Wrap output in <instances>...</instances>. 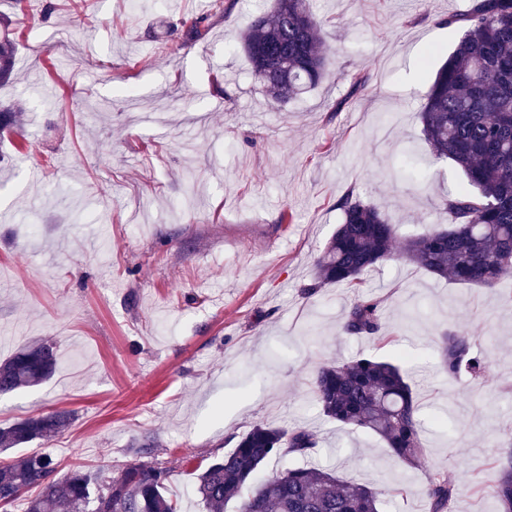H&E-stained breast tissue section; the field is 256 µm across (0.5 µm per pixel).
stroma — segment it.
I'll return each mask as SVG.
<instances>
[{"label":"stroma","mask_w":512,"mask_h":512,"mask_svg":"<svg viewBox=\"0 0 512 512\" xmlns=\"http://www.w3.org/2000/svg\"><path fill=\"white\" fill-rule=\"evenodd\" d=\"M0 0L16 37L0 104H22L21 135L0 143V359L50 339L55 373L0 395V428L52 410L71 425L26 452L60 470L162 462L180 512H209L196 467L255 423L303 424L307 456L265 467L332 465L381 488V512H426L433 471L458 487L448 512H496L491 474L512 454V300L395 260L368 277L381 299L380 344L346 336L342 286L306 294L354 193L399 238L445 223L441 197L465 184L435 159L418 113L446 25L468 0H309L335 51L334 75L285 104L269 101L239 37L273 0H224L202 41L176 47L170 21L210 0ZM366 83L352 91L355 75ZM431 172L399 170L404 154ZM471 334L491 371L471 387L440 369L439 339ZM358 353L420 374L425 456L404 468L379 437L325 420L317 368Z\"/></svg>","instance_id":"1"}]
</instances>
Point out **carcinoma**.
<instances>
[{"mask_svg": "<svg viewBox=\"0 0 512 512\" xmlns=\"http://www.w3.org/2000/svg\"><path fill=\"white\" fill-rule=\"evenodd\" d=\"M224 13L213 0L207 13L168 25L182 32V44L205 39L212 19ZM465 32L436 73L419 112L422 133L436 158L452 160L466 184L442 197L448 225L433 228L396 246L395 226L376 207L347 193L338 203L342 222L317 260L313 295L328 285L352 290L365 276L395 258L460 284L499 288L512 294V0H470L463 14L448 18ZM241 47L255 77L274 103L317 86L332 76L334 52L320 37V24L308 0H274L252 18ZM14 39L0 35V82L14 71ZM18 105L0 107V136L22 124ZM383 326L382 301L370 294L347 306L341 330L350 337L373 338ZM441 365L448 378L482 382L488 362L465 332L444 334ZM57 350L50 342L28 346L0 362V394L49 378ZM320 415L355 432L381 438L396 460L409 467L423 457L419 403L408 370L370 355L320 365L313 379ZM72 421L57 411L28 417L0 429V451L48 441ZM317 446L307 426L280 428L254 424L235 448L213 459L197 475L195 494L211 512L230 501L237 512H380L382 492L356 481H342L323 467L288 468L261 476L276 456H305ZM170 469L159 462L131 463L115 476L81 466L58 476L51 456L33 453L0 466V508L12 506L30 487L43 494L29 498L24 512H178L167 495ZM498 512H512V465L493 476ZM456 485L437 472L425 496L429 512H448Z\"/></svg>", "mask_w": 512, "mask_h": 512, "instance_id": "carcinoma-1", "label": "carcinoma"}]
</instances>
